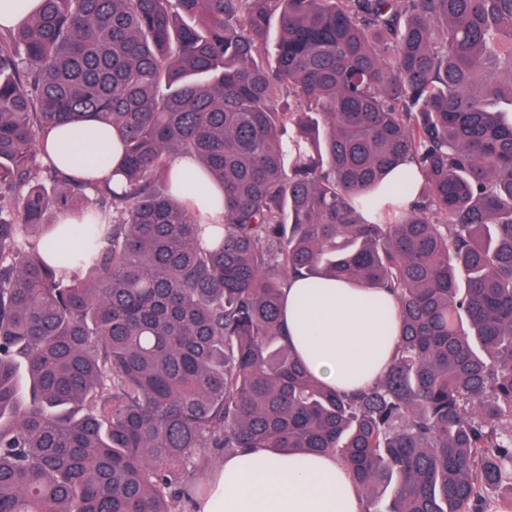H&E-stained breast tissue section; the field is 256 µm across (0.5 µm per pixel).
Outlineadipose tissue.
<instances>
[{"instance_id":"1","label":"adipose tissue","mask_w":512,"mask_h":512,"mask_svg":"<svg viewBox=\"0 0 512 512\" xmlns=\"http://www.w3.org/2000/svg\"><path fill=\"white\" fill-rule=\"evenodd\" d=\"M44 148L66 173L88 186L112 178L104 153L121 152L114 131L85 119L54 128ZM283 322L292 348L325 384L352 393L374 384L388 369L399 341L385 311L368 305L362 289L327 281L311 287L289 282ZM365 504L346 467L325 454L279 455L246 448L225 457L211 491L193 512H363Z\"/></svg>"}]
</instances>
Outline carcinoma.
<instances>
[{"instance_id": "obj_1", "label": "carcinoma", "mask_w": 512, "mask_h": 512, "mask_svg": "<svg viewBox=\"0 0 512 512\" xmlns=\"http://www.w3.org/2000/svg\"><path fill=\"white\" fill-rule=\"evenodd\" d=\"M88 117L118 188L41 149ZM313 277L395 299L374 385L288 345ZM243 448L336 456L366 512H512V0H42L0 33V512H184Z\"/></svg>"}]
</instances>
